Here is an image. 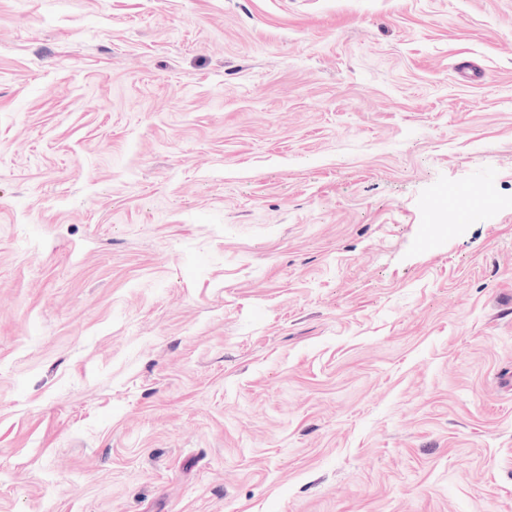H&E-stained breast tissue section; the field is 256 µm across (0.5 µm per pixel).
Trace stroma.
I'll return each instance as SVG.
<instances>
[{
  "label": "stroma",
  "instance_id": "stroma-1",
  "mask_svg": "<svg viewBox=\"0 0 512 512\" xmlns=\"http://www.w3.org/2000/svg\"><path fill=\"white\" fill-rule=\"evenodd\" d=\"M0 512H512V0H0Z\"/></svg>",
  "mask_w": 512,
  "mask_h": 512
}]
</instances>
